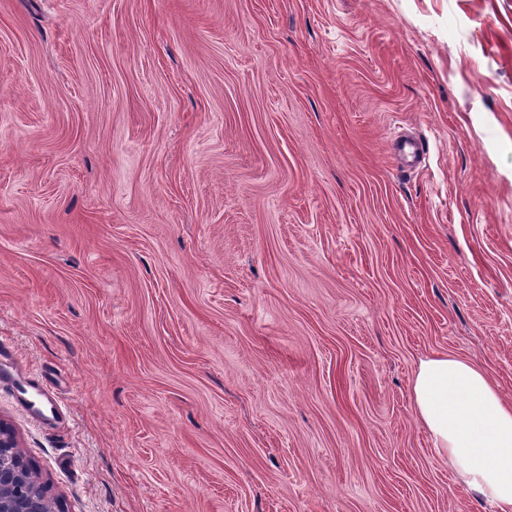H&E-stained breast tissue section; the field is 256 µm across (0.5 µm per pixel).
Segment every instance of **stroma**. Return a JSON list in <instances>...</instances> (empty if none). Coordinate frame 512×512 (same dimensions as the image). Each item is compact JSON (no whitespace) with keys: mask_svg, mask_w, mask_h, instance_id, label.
<instances>
[{"mask_svg":"<svg viewBox=\"0 0 512 512\" xmlns=\"http://www.w3.org/2000/svg\"><path fill=\"white\" fill-rule=\"evenodd\" d=\"M0 343L63 512H492L410 380L512 401V0H0Z\"/></svg>","mask_w":512,"mask_h":512,"instance_id":"stroma-1","label":"stroma"}]
</instances>
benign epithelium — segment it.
<instances>
[{
  "label": "benign epithelium",
  "instance_id": "obj_1",
  "mask_svg": "<svg viewBox=\"0 0 512 512\" xmlns=\"http://www.w3.org/2000/svg\"><path fill=\"white\" fill-rule=\"evenodd\" d=\"M46 489L31 476L13 429L0 422V512H42Z\"/></svg>",
  "mask_w": 512,
  "mask_h": 512
}]
</instances>
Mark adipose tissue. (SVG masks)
<instances>
[{"label": "adipose tissue", "instance_id": "adipose-tissue-1", "mask_svg": "<svg viewBox=\"0 0 512 512\" xmlns=\"http://www.w3.org/2000/svg\"><path fill=\"white\" fill-rule=\"evenodd\" d=\"M415 415L439 459L479 501L512 512V403L481 367L436 354L419 361Z\"/></svg>", "mask_w": 512, "mask_h": 512}]
</instances>
